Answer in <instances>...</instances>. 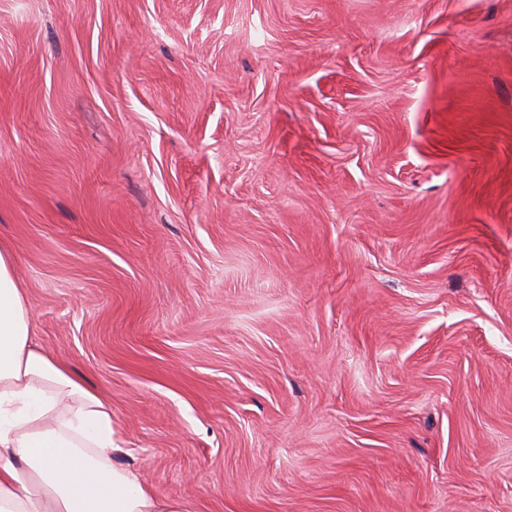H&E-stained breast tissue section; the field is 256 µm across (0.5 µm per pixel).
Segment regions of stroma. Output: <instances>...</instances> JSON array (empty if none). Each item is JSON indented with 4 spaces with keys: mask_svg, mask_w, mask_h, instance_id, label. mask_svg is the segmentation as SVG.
<instances>
[{
    "mask_svg": "<svg viewBox=\"0 0 512 512\" xmlns=\"http://www.w3.org/2000/svg\"><path fill=\"white\" fill-rule=\"evenodd\" d=\"M0 246L189 512H512V0H0Z\"/></svg>",
    "mask_w": 512,
    "mask_h": 512,
    "instance_id": "stroma-1",
    "label": "stroma"
}]
</instances>
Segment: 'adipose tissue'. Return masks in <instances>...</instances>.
<instances>
[{
  "instance_id": "ef3b65f1",
  "label": "adipose tissue",
  "mask_w": 512,
  "mask_h": 512,
  "mask_svg": "<svg viewBox=\"0 0 512 512\" xmlns=\"http://www.w3.org/2000/svg\"><path fill=\"white\" fill-rule=\"evenodd\" d=\"M14 266L0 247V512H186L125 465L110 402L34 343Z\"/></svg>"
}]
</instances>
